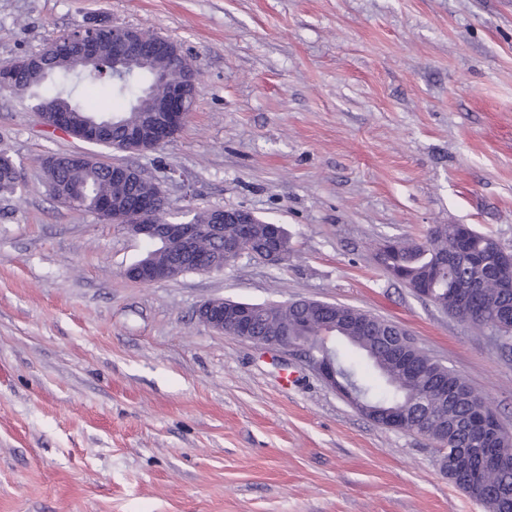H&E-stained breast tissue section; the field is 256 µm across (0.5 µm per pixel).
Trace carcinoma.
<instances>
[{"instance_id":"cac0c4a2","label":"carcinoma","mask_w":512,"mask_h":512,"mask_svg":"<svg viewBox=\"0 0 512 512\" xmlns=\"http://www.w3.org/2000/svg\"><path fill=\"white\" fill-rule=\"evenodd\" d=\"M101 49L99 62L90 64L80 52L67 45L60 46L49 57L47 69L21 68L16 71L0 69V90L12 93H28L34 99V108H61L66 110L73 128H78L92 118L104 114L93 112L72 101L62 93L42 96L38 89L46 75H56L66 81L72 77L95 82L93 71L111 68L116 49L112 45V28L104 26L96 34ZM128 78L112 81V95L127 102L125 108L114 117L127 123L148 127L156 113L155 101L163 96L168 83L184 79L181 60L171 54L143 61L127 63ZM51 195L60 199L58 189L75 185L80 195L74 207L98 214L104 200L115 206L125 207L140 197L155 194L156 187L134 174L126 179L112 176V166L89 158L79 160L69 154H57L43 161ZM15 164L6 153H0V195L14 193L17 187ZM237 233L234 224L224 225V236L205 238L201 251L214 257L224 252V239ZM149 249L138 260L157 263L176 261L174 251L163 244L148 242ZM499 245L489 233H483L469 224H444L442 229L429 233L423 243L386 241L384 251L377 257L378 263L394 279L406 287L418 291L429 289L434 304L452 316H458L456 299L459 291L471 284L480 286L477 298L466 312L471 314L469 324L485 333L478 320L491 321L498 309L512 303V291L494 287L501 273L498 261ZM331 314L330 309L312 304L296 308L287 303L269 304L265 313L258 314L256 329L263 334L268 330L288 329V334L304 336L321 332V321ZM402 332L399 327L370 316V327L359 333L353 329L335 335L341 346H328L326 352L335 363L343 379L356 391L365 404L390 411H399L422 400L431 412L440 413L436 399L428 397L419 384L405 374L395 360L388 337ZM414 362L436 381L455 384L462 378L442 364L413 354ZM512 461V438L501 440L498 447L487 452V462L480 472L458 485L472 499L486 505L490 512H512V466L500 467L496 460Z\"/></svg>"}]
</instances>
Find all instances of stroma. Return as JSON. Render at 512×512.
Returning <instances> with one entry per match:
<instances>
[{
    "label": "stroma",
    "mask_w": 512,
    "mask_h": 512,
    "mask_svg": "<svg viewBox=\"0 0 512 512\" xmlns=\"http://www.w3.org/2000/svg\"><path fill=\"white\" fill-rule=\"evenodd\" d=\"M177 42L202 83L181 131L128 152L0 93V512H488L428 436L382 427L303 355L198 318L301 299L399 325L512 431V354L376 260L470 224L512 252V0H0V67L88 25ZM81 153L187 207L289 235L279 265L143 284L120 225L61 204L43 158ZM17 171L15 164L6 153H0V195L14 193L17 187Z\"/></svg>",
    "instance_id": "stroma-1"
}]
</instances>
